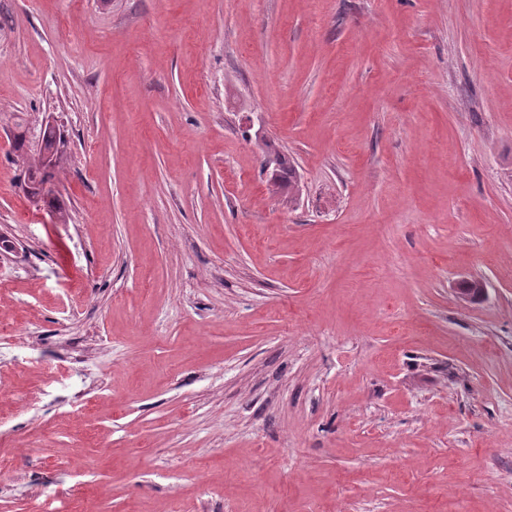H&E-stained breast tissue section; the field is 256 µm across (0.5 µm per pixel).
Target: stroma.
I'll return each instance as SVG.
<instances>
[{
    "label": "stroma",
    "mask_w": 512,
    "mask_h": 512,
    "mask_svg": "<svg viewBox=\"0 0 512 512\" xmlns=\"http://www.w3.org/2000/svg\"><path fill=\"white\" fill-rule=\"evenodd\" d=\"M1 314L0 512H512V0H0ZM16 150L20 153L19 156L23 160V164H26L24 171V185L27 183H36L43 181L52 182L55 179V170L49 174H43L40 169L29 164L27 162L28 157H32L35 154V148L29 149V141L26 139L24 131L18 132L14 135Z\"/></svg>",
    "instance_id": "obj_1"
}]
</instances>
